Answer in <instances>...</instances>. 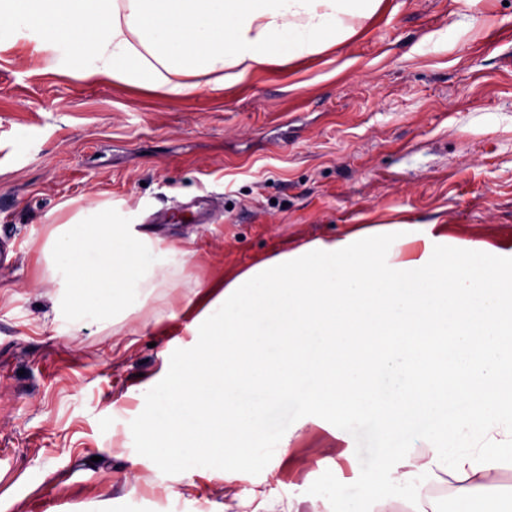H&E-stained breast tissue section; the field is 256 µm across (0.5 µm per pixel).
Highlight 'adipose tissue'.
Listing matches in <instances>:
<instances>
[{
  "label": "adipose tissue",
  "mask_w": 512,
  "mask_h": 512,
  "mask_svg": "<svg viewBox=\"0 0 512 512\" xmlns=\"http://www.w3.org/2000/svg\"><path fill=\"white\" fill-rule=\"evenodd\" d=\"M385 0H0V26L30 34L51 62L77 69L83 77L160 88L173 96L200 91L201 75L237 84L267 67L290 64L349 42L382 11ZM75 223L92 235L61 237L53 272L74 288L75 311L109 315L118 306H139L149 297L160 265L178 270L180 252L151 247L145 235H128L113 225L110 210H81ZM500 260L481 247L455 257L428 254L420 259L378 260L350 254L344 243L314 242L300 252L270 257L223 287L195 291L193 304L221 344L195 353L142 410H121L115 424L124 432L133 461H150L153 481L164 485L170 468L192 470L204 464L212 476L234 473L244 484L250 512H280L279 501L254 484L244 467L251 458L247 438L276 434L278 459L290 456V437L277 417L281 408L328 415L336 435L348 439L360 423L371 445L347 448L344 457L355 481L331 480L322 503L400 505L420 498L421 512H443L453 499L467 512L481 491L512 472V427L490 431L493 416H512L501 399L512 388V372L495 355L512 344V304L497 278ZM359 281L389 302L395 319L380 332L395 346L412 339L420 351V371L400 365L387 374L388 408L368 405L369 362L339 364L344 389L329 394L321 369L336 363L335 353L315 354L313 343L334 345L336 329L362 323L370 303L348 281ZM452 335L472 358L452 382L423 380L435 366L438 339ZM249 341L255 354L272 351L280 362L268 383V404L255 405V380L227 340ZM231 430L233 443L211 440ZM161 436L159 445L147 441ZM425 448L404 449L413 436ZM432 476L420 492L423 476Z\"/></svg>",
  "instance_id": "1"
}]
</instances>
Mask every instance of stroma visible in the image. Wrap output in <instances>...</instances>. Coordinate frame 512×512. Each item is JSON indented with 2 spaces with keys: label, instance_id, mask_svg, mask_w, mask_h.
Here are the masks:
<instances>
[{
  "label": "stroma",
  "instance_id": "stroma-1",
  "mask_svg": "<svg viewBox=\"0 0 512 512\" xmlns=\"http://www.w3.org/2000/svg\"><path fill=\"white\" fill-rule=\"evenodd\" d=\"M0 31V512H245L202 468L151 486L113 408L137 409L212 343L178 313L316 239L386 257L405 244L500 252L512 279V0H386L361 34L302 63L182 97L47 67ZM98 204L161 250L187 251L140 313L82 321L52 243ZM390 224L393 235L354 239ZM292 464L261 490L313 510L346 445L295 420Z\"/></svg>",
  "mask_w": 512,
  "mask_h": 512
}]
</instances>
